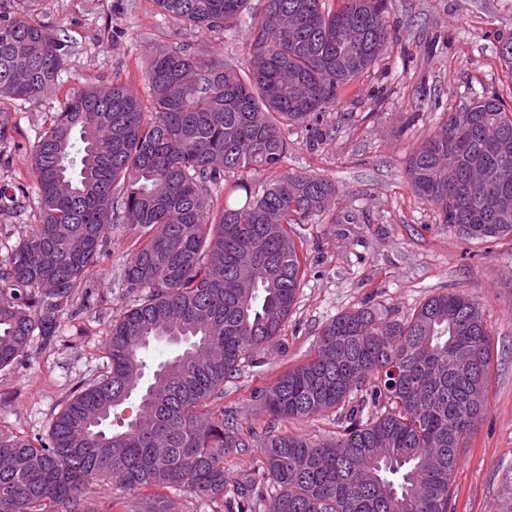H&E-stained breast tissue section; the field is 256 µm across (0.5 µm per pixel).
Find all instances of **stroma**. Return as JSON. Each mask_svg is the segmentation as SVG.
<instances>
[{
  "mask_svg": "<svg viewBox=\"0 0 512 512\" xmlns=\"http://www.w3.org/2000/svg\"><path fill=\"white\" fill-rule=\"evenodd\" d=\"M22 15L35 10L71 42L60 91L11 103L17 126L0 142V184L26 189L17 212L0 215V260L39 218L30 154L67 91L128 80L142 101L153 50L215 51L247 68L249 25L201 33L160 13L154 0H6ZM387 21L396 44L340 95L320 119L330 136L315 143L305 126L289 128L285 170L319 174L338 189L329 214L297 224L293 236L307 257L306 276L284 329L285 346L259 352L224 384V408L244 427L265 432L254 393L314 355L321 329L336 316L365 306L403 318L428 298L460 291L481 303L492 326L486 413L464 440L451 484L453 512L512 508V236L470 242L442 224L435 209L405 183L412 148L469 92L512 104V79L499 60L512 38V0H389ZM134 250L126 225H113L87 291L63 315L52 346L32 338L15 362L0 370V428L47 437L69 398L100 375L112 322L138 300L123 280ZM282 427L319 442L342 433L328 411Z\"/></svg>",
  "mask_w": 512,
  "mask_h": 512,
  "instance_id": "stroma-1",
  "label": "stroma"
}]
</instances>
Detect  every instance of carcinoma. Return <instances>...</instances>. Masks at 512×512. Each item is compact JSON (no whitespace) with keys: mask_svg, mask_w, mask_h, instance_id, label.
Wrapping results in <instances>:
<instances>
[{"mask_svg":"<svg viewBox=\"0 0 512 512\" xmlns=\"http://www.w3.org/2000/svg\"><path fill=\"white\" fill-rule=\"evenodd\" d=\"M202 33L250 20L249 68L159 47L145 71L149 106L124 80L66 93L31 152L39 223L0 262V369L33 336L52 345L58 320L89 286L107 233L125 224L124 268L138 302L112 322L107 368L68 400L50 434L0 430V512H95V490L139 491L127 512H184L188 489L212 512H448L459 448L485 412L492 330L455 292L411 316L369 307L338 315L315 355L261 393V440L224 412V381L282 346L306 274L288 226L326 214L330 179L284 172V131L333 107L391 47L384 0H154ZM71 53L36 15L0 11V141L7 104L52 92ZM469 122L456 125L457 115ZM512 108L472 94L412 151L410 190L441 223L486 242L512 235ZM21 185H0V214ZM185 345L147 384L142 352ZM366 397L355 400L356 392ZM120 430L106 428L131 398ZM341 408L340 437L314 444L277 422ZM259 447L229 487L224 460Z\"/></svg>","mask_w":512,"mask_h":512,"instance_id":"1","label":"carcinoma"}]
</instances>
